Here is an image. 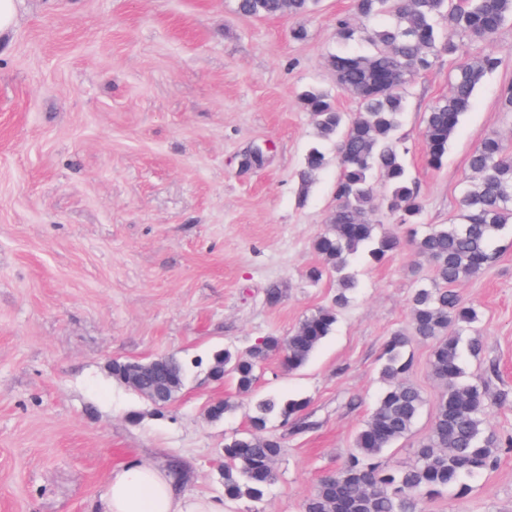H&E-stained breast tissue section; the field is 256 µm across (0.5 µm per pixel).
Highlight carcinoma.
Here are the masks:
<instances>
[{
	"mask_svg": "<svg viewBox=\"0 0 512 512\" xmlns=\"http://www.w3.org/2000/svg\"><path fill=\"white\" fill-rule=\"evenodd\" d=\"M320 0H235L245 17L306 16ZM357 22L336 19V37L356 39L361 51H340L328 58L336 84L355 97L362 111L353 116L338 110L323 92L302 94L318 136L338 141L336 210L329 228L316 236L313 249L325 266H314L308 278L317 282L329 266L342 274L334 304L305 317L289 335L268 336L244 353L216 352L208 364L217 379H231L238 392L252 390L257 369L277 355L288 370L301 368L331 334L339 310L349 302L356 279L344 273L348 258L366 254L386 262L401 245L393 232H380L371 218L375 182L383 185L388 212L408 227L414 252L431 263L432 284L416 288L409 299V333L387 340L381 375L385 388L377 405L357 431L353 447L339 470L323 477L308 496L302 512H427V504L445 493L463 495L465 480L496 466L500 451L512 449V435L491 431L484 417L488 380H466L463 352L479 355L481 340L470 337L478 320L476 308L454 288L478 276L497 258L499 234L512 224V145L497 136L485 138L468 159L474 174L465 187L459 214L448 224L422 227L424 205L418 183L408 170L406 150L397 131L414 76L431 68L440 55H455L460 40L487 41L512 21V0H355ZM493 52L460 63L452 76L448 97L434 102L424 119L425 164L440 168L475 89L496 70ZM327 165L319 144L311 145L299 173L307 189ZM415 338L432 345L430 369L442 385L429 434L420 441L413 461L392 468L384 451L411 431L424 404L419 388L406 380L412 360L405 350ZM187 365L165 355L155 365L152 384L172 392L184 386ZM305 399L257 400L249 415L250 430L224 441V498L262 500L276 480L275 461L284 448L279 437L264 434L270 418L300 426Z\"/></svg>",
	"mask_w": 512,
	"mask_h": 512,
	"instance_id": "obj_1",
	"label": "carcinoma"
}]
</instances>
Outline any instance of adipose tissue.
I'll list each match as a JSON object with an SVG mask.
<instances>
[{"instance_id": "ef3b65f1", "label": "adipose tissue", "mask_w": 512, "mask_h": 512, "mask_svg": "<svg viewBox=\"0 0 512 512\" xmlns=\"http://www.w3.org/2000/svg\"><path fill=\"white\" fill-rule=\"evenodd\" d=\"M97 512H224V502L178 494L172 474L133 460L112 471Z\"/></svg>"}]
</instances>
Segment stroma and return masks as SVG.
Here are the masks:
<instances>
[{"label": "stroma", "instance_id": "stroma-1", "mask_svg": "<svg viewBox=\"0 0 512 512\" xmlns=\"http://www.w3.org/2000/svg\"><path fill=\"white\" fill-rule=\"evenodd\" d=\"M354 0H321L310 16L245 18L235 0H24L0 39V512H93L112 470L139 459L173 471L182 491L224 494L219 450L248 429L265 396L305 398L303 428L269 423L285 451L262 501L226 512H301L336 472L383 388L387 338L409 328L408 298L428 264L410 246L386 263L350 257L358 282L336 326L297 371L271 356L253 394L216 383L203 361L288 335L330 305L338 276L311 282L312 242L326 230L338 169L308 191L298 172L316 130L300 95L315 87L340 111L359 104L326 64L342 51L336 19ZM305 27L297 41L292 31ZM494 51L441 168L423 158V119L447 96L455 60L415 76L399 136L425 205V224L460 207L468 156L487 136L512 137L501 89L512 84V22L462 57ZM266 149L244 170L241 154ZM490 269L458 291L479 312L480 357L466 377L492 376L487 423L512 435V228ZM282 298L269 304L266 291ZM411 381L426 404L384 454L409 464L440 388L431 346L411 342ZM185 359L176 399L157 408L114 381L112 359ZM507 401H499L500 392ZM217 398L231 411L206 410ZM428 512H512V451Z\"/></svg>", "mask_w": 512, "mask_h": 512}]
</instances>
